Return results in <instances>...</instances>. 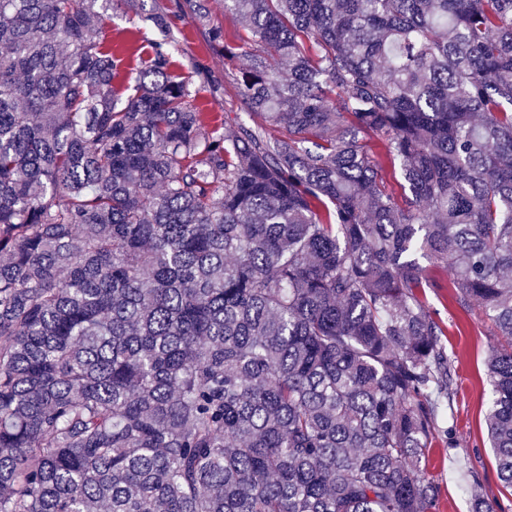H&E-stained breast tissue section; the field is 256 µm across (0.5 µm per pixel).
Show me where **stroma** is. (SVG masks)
Here are the masks:
<instances>
[{
	"instance_id": "obj_1",
	"label": "stroma",
	"mask_w": 512,
	"mask_h": 512,
	"mask_svg": "<svg viewBox=\"0 0 512 512\" xmlns=\"http://www.w3.org/2000/svg\"><path fill=\"white\" fill-rule=\"evenodd\" d=\"M181 0H114L112 21L104 44L119 52L122 62L117 86L131 87L146 60L158 30L147 22L150 13L175 17L174 33L183 48L173 62L174 72L196 93V104L208 116L251 123L252 116L233 83L234 66L215 54L208 35L191 19L180 17ZM427 303L445 330L442 344L455 361L452 422L456 447L433 443L423 467L438 486L436 512H472V493L492 502L497 512H512V489L501 483L486 426L490 391L486 360L493 342L491 324L480 305L461 308L454 288L427 293Z\"/></svg>"
}]
</instances>
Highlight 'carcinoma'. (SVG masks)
Listing matches in <instances>:
<instances>
[{
    "label": "carcinoma",
    "mask_w": 512,
    "mask_h": 512,
    "mask_svg": "<svg viewBox=\"0 0 512 512\" xmlns=\"http://www.w3.org/2000/svg\"><path fill=\"white\" fill-rule=\"evenodd\" d=\"M202 2L259 124L165 14L126 94L112 0H0V512H435L448 281L512 488V0ZM207 3L209 4L215 21L223 25L227 40L235 41L237 33L242 32L241 24H239L236 17L229 13H224L222 5H220L217 0H209Z\"/></svg>",
    "instance_id": "1"
}]
</instances>
